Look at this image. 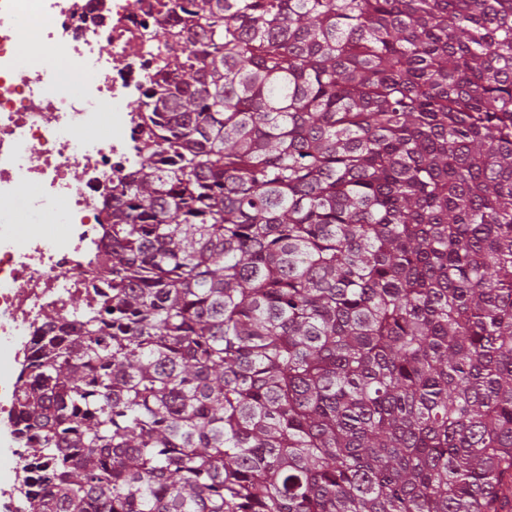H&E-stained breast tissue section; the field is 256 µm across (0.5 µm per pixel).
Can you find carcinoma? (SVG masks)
Here are the masks:
<instances>
[{
    "label": "carcinoma",
    "mask_w": 512,
    "mask_h": 512,
    "mask_svg": "<svg viewBox=\"0 0 512 512\" xmlns=\"http://www.w3.org/2000/svg\"><path fill=\"white\" fill-rule=\"evenodd\" d=\"M96 299L15 512H512V0H156Z\"/></svg>",
    "instance_id": "carcinoma-1"
}]
</instances>
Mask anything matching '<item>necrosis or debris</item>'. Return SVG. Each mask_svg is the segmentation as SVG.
Listing matches in <instances>:
<instances>
[{"instance_id":"1","label":"necrosis or debris","mask_w":512,"mask_h":512,"mask_svg":"<svg viewBox=\"0 0 512 512\" xmlns=\"http://www.w3.org/2000/svg\"><path fill=\"white\" fill-rule=\"evenodd\" d=\"M153 0H0V414L44 315L91 295L112 181L136 158L118 101L154 75L137 50ZM49 21L31 34L26 15Z\"/></svg>"}]
</instances>
